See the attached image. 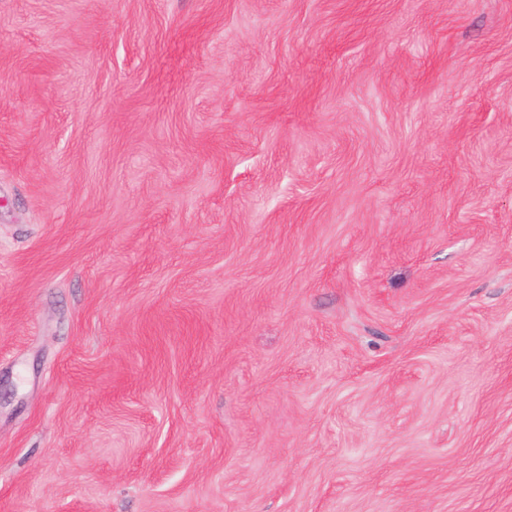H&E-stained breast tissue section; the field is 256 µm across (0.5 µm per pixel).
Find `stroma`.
Returning <instances> with one entry per match:
<instances>
[{
	"instance_id": "35a3bbf8",
	"label": "stroma",
	"mask_w": 512,
	"mask_h": 512,
	"mask_svg": "<svg viewBox=\"0 0 512 512\" xmlns=\"http://www.w3.org/2000/svg\"><path fill=\"white\" fill-rule=\"evenodd\" d=\"M0 512H512V0H0Z\"/></svg>"
}]
</instances>
